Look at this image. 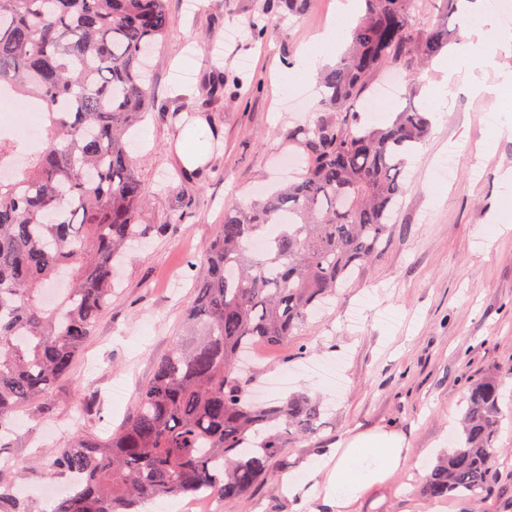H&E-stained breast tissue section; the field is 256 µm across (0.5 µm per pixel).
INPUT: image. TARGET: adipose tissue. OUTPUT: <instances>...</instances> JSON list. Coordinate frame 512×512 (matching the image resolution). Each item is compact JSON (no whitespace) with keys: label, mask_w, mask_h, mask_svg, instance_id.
I'll list each match as a JSON object with an SVG mask.
<instances>
[{"label":"adipose tissue","mask_w":512,"mask_h":512,"mask_svg":"<svg viewBox=\"0 0 512 512\" xmlns=\"http://www.w3.org/2000/svg\"><path fill=\"white\" fill-rule=\"evenodd\" d=\"M467 10L475 18L471 32L477 39L476 60L492 55L495 46L512 41V17L499 13L493 0H472ZM352 12V5L342 6L334 23L305 46L299 62L288 71L290 88L313 84L321 68L339 58ZM402 457L401 441L395 435L360 436L334 455L313 457L308 472L315 475L329 469L327 496L338 512H345L368 489L396 470Z\"/></svg>","instance_id":"1"}]
</instances>
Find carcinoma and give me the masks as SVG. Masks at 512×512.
Listing matches in <instances>:
<instances>
[{"instance_id": "carcinoma-1", "label": "carcinoma", "mask_w": 512, "mask_h": 512, "mask_svg": "<svg viewBox=\"0 0 512 512\" xmlns=\"http://www.w3.org/2000/svg\"><path fill=\"white\" fill-rule=\"evenodd\" d=\"M361 2L315 112L287 132L305 170L247 206H224L182 333L110 436L75 432L43 457L44 471L83 481L41 512H140L203 493L251 512V490L274 475L283 448L321 431L318 396L256 402L257 374L241 358L255 343L288 345L377 254L430 122L409 107L374 126L355 105L376 77L430 64L469 25L461 0H437L455 22L421 34L415 0ZM172 24L166 0H0V88L46 118L36 143L0 131V167L11 171L0 178L1 448L11 416L71 375L129 245L164 232L137 223L143 187L130 145L152 109L144 59ZM273 227L265 251L249 248ZM502 399L493 377L467 382L461 430L421 496L492 493ZM8 474L0 469V512H34Z\"/></svg>"}]
</instances>
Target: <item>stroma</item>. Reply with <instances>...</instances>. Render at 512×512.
<instances>
[{"mask_svg": "<svg viewBox=\"0 0 512 512\" xmlns=\"http://www.w3.org/2000/svg\"><path fill=\"white\" fill-rule=\"evenodd\" d=\"M167 0L174 19L152 57L153 108L147 138L131 147L144 193L142 224H163L119 269L111 307L102 315L71 377L59 380L17 417L0 456L15 466L16 489H37L50 443L73 432L101 435L130 413L195 292L190 269L224 219L229 202L248 203L256 186L287 182L286 133L304 120L297 102L315 106L317 88L288 90L286 69L308 40L335 17L339 0H311L302 16L281 13L273 0ZM265 16L285 33L254 40L249 24ZM512 71V47L493 69H462L431 133L418 146L407 192L387 242L342 288L333 305L311 317L286 349L268 355L261 385L287 383L268 395L317 391L326 407L315 438L290 445L277 478L251 493L254 512H336L324 497V476L300 482L312 455L363 434L392 433L406 451L400 467L361 496L352 512H468L455 498L430 502L417 488L450 448L465 404V378L496 377L512 395V100L494 87ZM241 76L234 96L211 93L218 76ZM484 92H476V85ZM182 112L171 124L167 112ZM214 126L220 141L187 161L186 128ZM453 160L448 181L434 172ZM492 462L494 493L481 512H512V417L502 422ZM291 476L283 488V476Z\"/></svg>", "mask_w": 512, "mask_h": 512, "instance_id": "35a3bbf8", "label": "stroma"}]
</instances>
